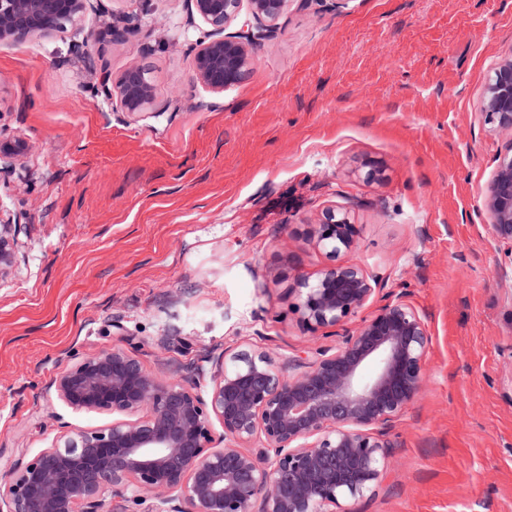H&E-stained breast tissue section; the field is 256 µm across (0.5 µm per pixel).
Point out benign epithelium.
Masks as SVG:
<instances>
[{"label": "benign epithelium", "mask_w": 512, "mask_h": 512, "mask_svg": "<svg viewBox=\"0 0 512 512\" xmlns=\"http://www.w3.org/2000/svg\"><path fill=\"white\" fill-rule=\"evenodd\" d=\"M191 2L211 27L195 50L193 79L221 93L246 74L262 32L224 34L242 0ZM286 2L248 0L267 32ZM89 3L0 0V43L60 31ZM97 92L131 113L155 97L139 65L114 81L104 76ZM482 117L509 137L482 208L493 242L512 255V55L488 79ZM15 235L16 225L0 220V280L14 265ZM311 239L334 264L312 282L298 281L294 309L312 330L340 327L375 293L364 270L343 259L356 248V224L350 212L328 209ZM429 344L424 319L399 295L309 362L279 365L258 347L228 346L161 381L134 353L102 348L52 387L71 409L110 414L112 424L59 436L0 486V512H99L107 492L112 512H134L148 500V512H348L347 503L372 495L384 477L389 429L421 391ZM207 363L215 370L203 394Z\"/></svg>", "instance_id": "1"}]
</instances>
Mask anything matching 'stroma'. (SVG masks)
<instances>
[{
	"instance_id": "stroma-1",
	"label": "stroma",
	"mask_w": 512,
	"mask_h": 512,
	"mask_svg": "<svg viewBox=\"0 0 512 512\" xmlns=\"http://www.w3.org/2000/svg\"><path fill=\"white\" fill-rule=\"evenodd\" d=\"M131 29L103 36L110 14ZM96 69L74 54L90 31ZM209 27L190 0H92L65 31L0 43V484L72 429L111 425L49 385L114 346L162 380L213 347L275 361L336 345L303 325L298 278L331 258L316 217L350 212L353 261L431 336L424 387L395 422L389 468L350 512H512V255L482 198L507 141L484 125L489 71L512 54V0H288L250 73L192 77ZM149 72L139 113L101 73ZM375 178H368L369 169ZM15 223H4L0 218V280L12 269L15 262Z\"/></svg>"
}]
</instances>
